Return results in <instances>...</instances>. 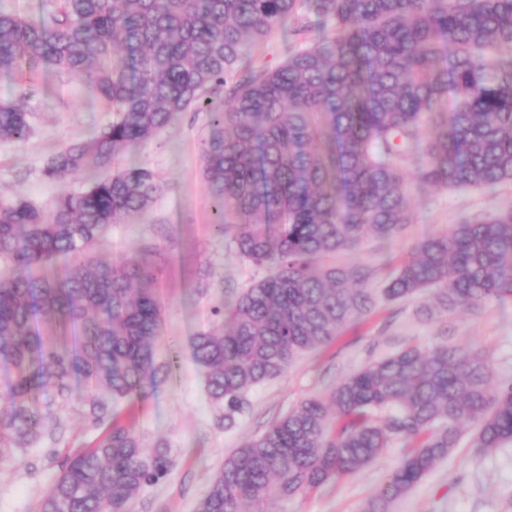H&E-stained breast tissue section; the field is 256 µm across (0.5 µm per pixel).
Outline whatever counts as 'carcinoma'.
<instances>
[{"instance_id":"obj_1","label":"carcinoma","mask_w":512,"mask_h":512,"mask_svg":"<svg viewBox=\"0 0 512 512\" xmlns=\"http://www.w3.org/2000/svg\"><path fill=\"white\" fill-rule=\"evenodd\" d=\"M276 29L296 46L275 67L256 64ZM25 70L77 78L112 112L44 168L51 180L90 173L86 188L46 209L0 204V460L59 426L31 408L39 394L101 429L61 462L36 512H130L172 466L115 413L168 374L153 353L162 268L91 251L162 191L151 169L119 158L183 112H211L201 158L218 230L267 271L195 337L225 426L252 388L332 344L379 299L428 291L446 312L512 298L511 208L419 240L380 289L366 266L321 264L412 223L404 164L415 155L422 187L512 183V0H40L34 15L0 8V74ZM31 120L0 101V139L28 137ZM75 379L90 384L78 400ZM470 431L480 451L512 441V382L471 346H409L227 455L196 512H264L273 496L357 473L397 441L407 452L389 491L365 508L388 512Z\"/></svg>"}]
</instances>
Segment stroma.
I'll use <instances>...</instances> for the list:
<instances>
[{
    "instance_id": "35a3bbf8",
    "label": "stroma",
    "mask_w": 512,
    "mask_h": 512,
    "mask_svg": "<svg viewBox=\"0 0 512 512\" xmlns=\"http://www.w3.org/2000/svg\"><path fill=\"white\" fill-rule=\"evenodd\" d=\"M20 98L33 111V131L23 141L0 140V200L23 197L45 207L60 190H81L89 179L85 173L47 179L43 169L48 159L64 145L89 136L111 115L80 81L61 84L44 71L0 78V100ZM209 121L205 112L182 113L133 148L129 162L151 169L163 190L145 212L112 225L93 251L95 258L115 263L156 254L166 261L158 284L163 320L154 352L169 373L130 413L143 443H164L174 465L165 479L136 495L131 512H195L225 456L304 400L326 395L345 375L407 346L469 344L488 355L498 380L512 381V300L428 318L421 313L430 301L425 294L378 303L337 342L303 354L283 375L257 385L235 425L224 427L219 421L224 410L210 400L195 361L194 338L211 326L215 306L247 288L261 272L215 230L201 159ZM409 191L413 222L403 235L366 240L353 250L325 257V264L367 266L378 287L413 242L447 232L466 216L512 208V183L492 193L432 190L414 183ZM62 418L67 431L58 444L41 441L24 449L18 460L0 463V512H35L59 473L60 460L95 439L96 429L79 412L63 413ZM404 454L400 444H393L357 474L271 501L267 512H363L386 487ZM391 512H512V442L482 453L470 437H463L447 459L393 499Z\"/></svg>"
}]
</instances>
